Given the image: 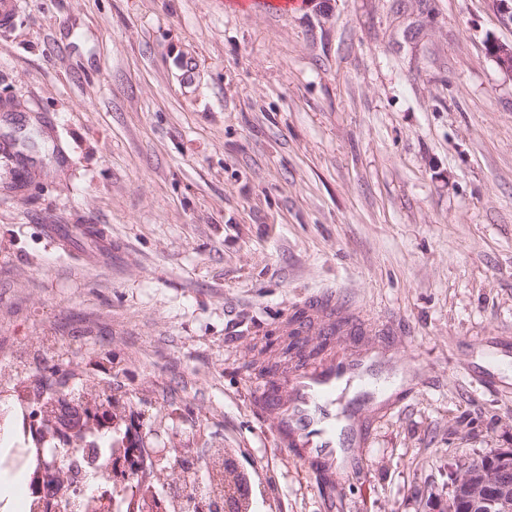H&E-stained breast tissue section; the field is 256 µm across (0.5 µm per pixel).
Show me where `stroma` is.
Instances as JSON below:
<instances>
[{"mask_svg":"<svg viewBox=\"0 0 512 512\" xmlns=\"http://www.w3.org/2000/svg\"><path fill=\"white\" fill-rule=\"evenodd\" d=\"M490 37L512 43L489 0H16L0 410L42 345L161 418L160 445L235 449L252 512H439L451 472L512 448V78ZM21 126L54 154L20 165ZM331 291L373 316L334 352L405 380L325 484L249 391L284 312Z\"/></svg>","mask_w":512,"mask_h":512,"instance_id":"35a3bbf8","label":"stroma"}]
</instances>
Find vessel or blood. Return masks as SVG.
I'll return each instance as SVG.
<instances>
[{
  "label": "vessel or blood",
  "mask_w": 512,
  "mask_h": 512,
  "mask_svg": "<svg viewBox=\"0 0 512 512\" xmlns=\"http://www.w3.org/2000/svg\"><path fill=\"white\" fill-rule=\"evenodd\" d=\"M301 321H282V334L336 336L334 296L308 301ZM384 392L370 363L340 355L297 365L293 371L273 370L258 385L252 400L272 422L277 445L299 459L316 475H324L336 463L339 449L362 440L359 416Z\"/></svg>",
  "instance_id": "obj_1"
}]
</instances>
